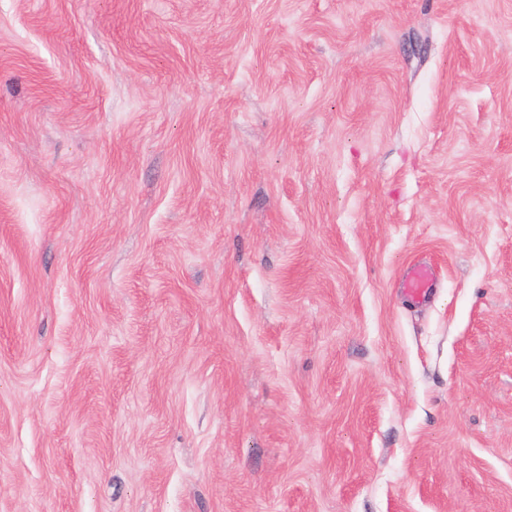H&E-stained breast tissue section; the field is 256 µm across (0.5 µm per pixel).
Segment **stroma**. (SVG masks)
<instances>
[{"mask_svg": "<svg viewBox=\"0 0 512 512\" xmlns=\"http://www.w3.org/2000/svg\"><path fill=\"white\" fill-rule=\"evenodd\" d=\"M0 512H512V0H0ZM433 274L431 269L422 264H415L408 268L403 285L405 292L414 301H423L431 290Z\"/></svg>", "mask_w": 512, "mask_h": 512, "instance_id": "35a3bbf8", "label": "stroma"}]
</instances>
